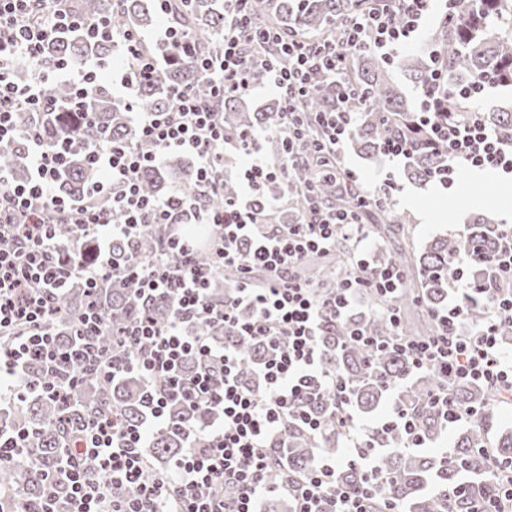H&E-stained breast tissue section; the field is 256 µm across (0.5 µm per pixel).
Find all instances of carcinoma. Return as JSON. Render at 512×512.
I'll return each instance as SVG.
<instances>
[{"label":"carcinoma","instance_id":"1","mask_svg":"<svg viewBox=\"0 0 512 512\" xmlns=\"http://www.w3.org/2000/svg\"><path fill=\"white\" fill-rule=\"evenodd\" d=\"M375 5L376 0H249L248 11L258 25L269 26L286 37L298 36L322 44L338 38L336 24L344 16L368 11ZM72 7L85 17H110L113 25L121 30L147 31L159 16L152 0H72ZM169 17L186 32L185 45L169 49L144 45L146 51L163 57V65L155 80L139 89L137 106L142 112L167 108L176 89H191L200 96L210 94V84L199 72L196 57L203 51L214 53L222 48L224 0H170ZM502 28L512 29V0H485L479 13L474 0H458L453 19L440 20L429 33L430 43L444 52L448 84L465 86L476 79L485 84L512 86V33L495 34ZM89 55L104 61L113 58L110 46L91 44L80 32L67 31L51 43L45 60L79 61ZM394 66L417 87L427 82L432 69L430 58L421 52L405 53L389 63L365 46L349 51L343 78L355 90V96L366 102L349 138L350 148L357 155L371 159L382 154L386 142L405 132L412 137L413 146L404 176L415 182H426L430 174L448 163V155L444 149L430 146L422 135L412 132L416 114L391 77ZM341 93L336 81L314 75L308 95L298 106L312 137L319 136V129L312 122L314 113L336 109ZM87 105L92 112L89 123L78 124L65 115H54L48 118L44 129L49 141L67 138L69 162L57 184V193L77 201L84 199L88 189L99 182V169L86 158L91 145L102 138L139 142L138 128L131 122L124 103L112 97L107 82L98 83L89 94ZM218 111L224 113V128L231 137L257 126L269 131L276 144L273 161H280L279 100L252 109L246 96L231 93L219 101ZM492 124L501 138L512 141V111L492 113ZM326 161L331 163L333 159L305 156L290 172L288 180L268 183L265 192L289 197L293 213L297 214L308 208L307 188L314 186L319 198L336 209L357 208L381 215L390 224L387 232L403 239L408 237L409 216L390 207L381 209L363 203L359 190L342 189L336 180L326 179ZM0 165L8 168L17 181L29 175L26 153L19 142L0 145ZM140 181L147 195L162 197L172 183L193 188L195 167L183 156L170 155L163 166L142 172ZM499 234L498 225L481 218L464 232L423 242L413 253L412 261L403 251L395 255L381 251L369 264L356 269L364 279L370 278L374 268L387 263L402 270L403 282L392 300L399 310L400 325L396 329L385 317L386 301L373 295L367 309L345 317L337 315L331 297L348 270L344 262L346 244L337 245L335 257H321L302 272L308 281L317 282L319 294L325 300L318 344L324 367L350 384L349 408L357 415L372 413L385 405L405 409L415 418L420 438L427 444L418 451L406 449V435L399 429L386 432L377 429L369 440L370 448L378 450V463L388 476L387 494L402 512H474L478 504L504 496V486L493 471L512 470V432L492 439L488 436L497 420L494 389L464 379L448 385L438 371L418 373L397 353L357 342L350 333L360 329L377 339L391 337L396 332L409 339L433 335L435 325L431 323L421 329L411 313L418 308L441 307L448 300V286L459 277L457 258L473 252L492 254L498 246ZM165 241V229L161 226L131 241L114 240L110 244L112 261L122 267L132 252L151 260ZM466 275L485 283L495 277V272L489 264L475 262ZM91 300L106 318V330L96 337L99 347L106 352L112 351L114 333L135 323L143 313L165 323L176 305L170 295L145 302L120 280L106 282L92 295L76 285L56 301L60 315L54 320L52 330L60 342L71 341V318ZM468 301L470 320L478 326L486 314L485 294L474 292ZM192 331L237 350L244 359L242 381L249 387L259 388L252 367L265 356L264 344L240 335L231 327L205 322L194 324ZM445 388L452 404L469 413L459 422L461 431L448 458L429 449L444 435L439 411L430 404V398ZM312 409L322 421L318 434L301 423H290L272 451L283 477L290 482L299 480L318 458L337 454L339 441L344 438L336 424V403L320 400ZM148 412L144 384L136 375H125L113 382L86 375L65 406L47 397L30 398L19 406L5 405L0 409V433L24 430L27 435L24 454L35 457L40 470L31 468L24 459L0 462V495L4 496L0 512L21 508L20 502L6 499L12 493L22 494L29 503L39 499L41 473L56 467L59 448L88 419L105 414L126 425H139L146 420ZM169 415L171 424L152 432L147 446L141 449L152 474L164 471L165 465L182 455L187 435L204 428L216 412L207 407L192 409L174 401L169 406ZM448 487L456 490L450 498L444 494Z\"/></svg>","mask_w":512,"mask_h":512}]
</instances>
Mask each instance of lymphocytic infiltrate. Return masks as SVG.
Wrapping results in <instances>:
<instances>
[{
    "label": "lymphocytic infiltrate",
    "instance_id": "1",
    "mask_svg": "<svg viewBox=\"0 0 512 512\" xmlns=\"http://www.w3.org/2000/svg\"><path fill=\"white\" fill-rule=\"evenodd\" d=\"M63 0H0V143L22 141L30 174L15 182L0 166V238L13 240L0 248V394L22 402L43 394L67 404L70 382L58 381L59 368L80 362L84 369L107 380L137 374L149 386L148 426H120L108 418L89 420L74 443L63 448L55 473L43 474V497L23 512H263L267 496L281 491L294 502L293 512H374V499L388 483L375 456L346 455L343 461L324 459L293 484H277L268 448L289 421L297 420L319 431L321 423L307 410L309 403L329 396L345 404L348 382L328 375L317 345L321 302L314 285L296 276L306 256L334 250L337 241L350 242L354 253L365 250V232L358 210L339 214L314 208L296 223L269 225L267 217L280 210L284 200L268 197L262 187L269 180L287 179L296 163L295 149L339 155L355 128L359 114L348 105L317 115L321 131L312 140L297 107L308 93L313 68L338 73L347 53L368 45L382 59L395 60L398 50L419 29L434 9V0H381L367 17L348 16L338 23L340 37L310 50L297 40L255 27L245 9L247 0H224V41L221 51L200 54L197 65L215 89L202 97L191 90L176 91L166 111L147 113L139 123L148 151L135 145L103 140L91 146L88 161L108 176L101 192L111 199L106 209H95L56 194L55 185L67 163L65 142L48 143L41 117L53 111L51 91L68 85L70 110L81 111L90 85L100 76L103 61L95 57L79 64H46L43 50L58 33L82 31L90 40L111 43L132 65L121 68L115 88L128 108L136 106L140 84L156 78L159 57L139 52L150 41L176 46V26L167 25L152 38L134 30L114 28L111 18L84 19ZM287 56V67L268 65V83L281 100L288 144L280 163L260 155L258 136L238 138L224 134L217 110L227 93L254 90L247 57L266 59L268 51ZM441 50L431 52L433 67L420 90L419 121L433 142L443 144L448 163L433 174L443 186L454 183L458 168L492 167L512 172V143L502 140L487 124L476 98L484 84L457 87L448 83L440 63ZM36 69L31 80L20 79L23 67ZM190 152L196 159V191L172 187L163 197L146 195L139 175L156 166L166 153ZM241 154L245 162L229 167L227 153ZM234 182L237 193L222 209L208 208L204 200ZM73 227L74 241L61 242L56 227ZM155 224L167 225L169 237L153 260L130 256L123 269L112 266L104 252L84 259L77 241L95 237L102 243L132 239ZM185 224H205L210 229L212 263H196V241L181 231ZM238 273L234 296L214 301L209 293L215 270ZM263 271L265 287H254L251 276ZM122 277L136 294L151 300L175 294L177 305L166 324L143 315L130 329L121 331L119 352H102L96 344L105 321L96 308L75 319L73 344L60 346L52 332L57 316L56 298L73 280L97 289L108 278ZM402 271L386 266L372 280L348 277L336 290V311L351 310L357 296L374 291L392 297L399 289ZM484 322L466 332L469 306L461 300L434 312L437 331L423 339L397 340L393 347L415 371L439 370L450 379L488 384L500 402L512 401V355L497 338L498 326L512 319V297L487 296ZM221 322L241 335L266 343L269 354L259 365L262 391L252 390L240 377L244 365L228 346L208 343L187 330L191 322ZM195 359L199 367L184 378L182 364ZM221 364L222 379H215L211 361ZM42 365L45 380L25 378L31 362ZM180 400L193 407L212 406L219 421L191 437L186 453L171 469L153 476L140 450L149 429L165 427L166 408ZM94 461L96 470L85 469ZM359 463L364 479L350 488L337 482L340 463ZM65 487L64 501H56L57 487ZM135 493L117 496L118 488Z\"/></svg>",
    "mask_w": 512,
    "mask_h": 512
}]
</instances>
